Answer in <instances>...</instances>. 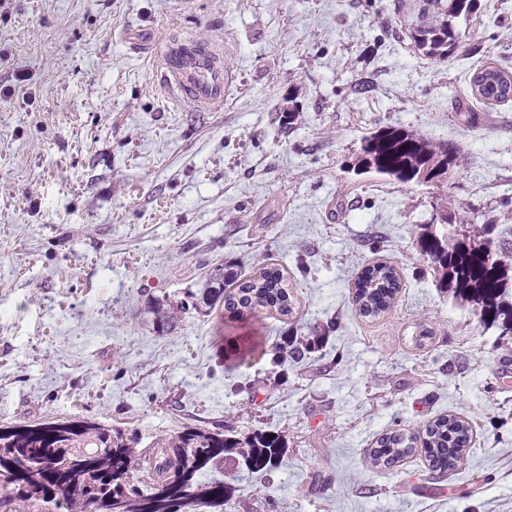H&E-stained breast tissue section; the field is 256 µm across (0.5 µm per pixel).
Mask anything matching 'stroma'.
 Instances as JSON below:
<instances>
[{"instance_id": "35a3bbf8", "label": "stroma", "mask_w": 512, "mask_h": 512, "mask_svg": "<svg viewBox=\"0 0 512 512\" xmlns=\"http://www.w3.org/2000/svg\"><path fill=\"white\" fill-rule=\"evenodd\" d=\"M481 4L439 61L399 31L416 0H0V88L15 90L0 98V424L89 416L146 443L185 425L280 433L282 464L240 475L235 512H512V338L441 292L418 245L439 198L493 217L512 252V103L469 89L484 63L512 68V0ZM185 37L223 48V107L162 85L155 45ZM381 126L463 157L440 185L357 173ZM378 262L402 287L368 318L354 284ZM219 265L278 268L291 314L191 310L158 332L156 303ZM330 317L308 363L272 364L281 336ZM441 414L473 431L457 470L430 481L418 451L371 464L381 434Z\"/></svg>"}]
</instances>
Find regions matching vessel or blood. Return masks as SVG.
<instances>
[{"label": "vessel or blood", "instance_id": "1", "mask_svg": "<svg viewBox=\"0 0 512 512\" xmlns=\"http://www.w3.org/2000/svg\"><path fill=\"white\" fill-rule=\"evenodd\" d=\"M160 78L177 100H190L199 108L223 106L234 87L236 75L224 63L217 45L195 38H183L159 45Z\"/></svg>", "mask_w": 512, "mask_h": 512}]
</instances>
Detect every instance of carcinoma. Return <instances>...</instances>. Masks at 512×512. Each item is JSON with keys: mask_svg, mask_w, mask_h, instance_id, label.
Wrapping results in <instances>:
<instances>
[{"mask_svg": "<svg viewBox=\"0 0 512 512\" xmlns=\"http://www.w3.org/2000/svg\"><path fill=\"white\" fill-rule=\"evenodd\" d=\"M481 0H423L409 39L425 55L446 60L469 33ZM472 96L486 105L512 100V71L495 63L480 67L470 80ZM460 148L434 142L402 127H379L361 139L357 165L402 184H435L448 178ZM494 224L477 218L427 225L419 239L421 252L439 274L437 286L455 300L471 304L483 327L512 336V256L494 246ZM223 267L211 270L203 286L190 294L195 310L219 304L230 312L271 309L292 313V296L283 274L263 267L236 287ZM401 287L395 268L377 264L364 270L355 285L354 301L365 317L389 310ZM175 312L157 310L158 331L177 326ZM288 338L274 349L276 365L299 363L319 349L322 337ZM472 441L469 424L441 415L416 435L402 429L380 436L369 456L377 466L393 467L415 448L424 450L428 468L445 476L461 462ZM141 439L89 419H66L0 429V508L5 512H232L235 487L205 480L224 469L262 477L278 467L288 451L282 435L255 431L239 438L227 426H184L175 435L155 438L143 452Z\"/></svg>", "mask_w": 512, "mask_h": 512, "instance_id": "1", "label": "carcinoma"}]
</instances>
